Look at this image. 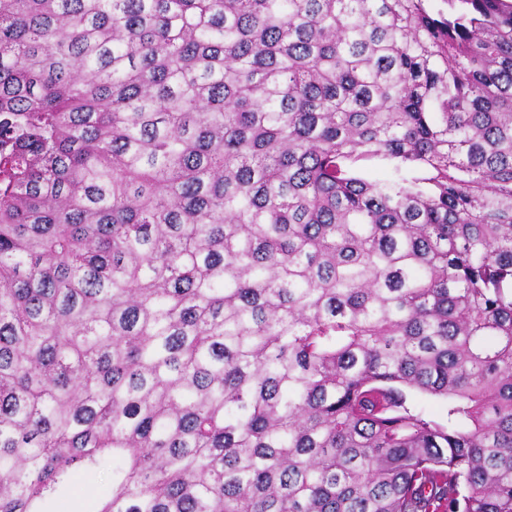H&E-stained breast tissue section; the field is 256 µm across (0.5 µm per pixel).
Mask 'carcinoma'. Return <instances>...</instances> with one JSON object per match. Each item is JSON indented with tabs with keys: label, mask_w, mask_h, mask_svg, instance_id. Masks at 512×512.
Masks as SVG:
<instances>
[{
	"label": "carcinoma",
	"mask_w": 512,
	"mask_h": 512,
	"mask_svg": "<svg viewBox=\"0 0 512 512\" xmlns=\"http://www.w3.org/2000/svg\"><path fill=\"white\" fill-rule=\"evenodd\" d=\"M440 2L0 0V512H512V0ZM107 490L104 479L79 477L66 512H94L96 499Z\"/></svg>",
	"instance_id": "obj_1"
}]
</instances>
